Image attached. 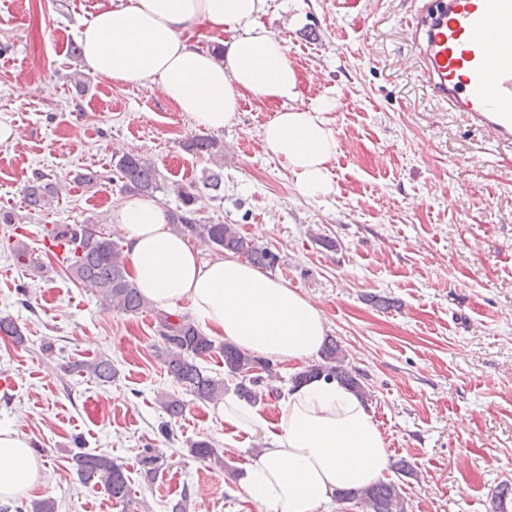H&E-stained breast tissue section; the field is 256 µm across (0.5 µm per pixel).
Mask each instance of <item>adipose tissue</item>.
I'll list each match as a JSON object with an SVG mask.
<instances>
[{"label": "adipose tissue", "mask_w": 512, "mask_h": 512, "mask_svg": "<svg viewBox=\"0 0 512 512\" xmlns=\"http://www.w3.org/2000/svg\"><path fill=\"white\" fill-rule=\"evenodd\" d=\"M266 0H129L99 11L80 31L91 74L120 84L152 82L192 124L219 130L244 94L281 103L263 128L304 197L330 194L336 154L323 119L336 99L297 107V76L287 49L261 23ZM198 28L231 31L225 58L196 48ZM125 236L132 279L156 307L189 308L208 332L284 365L308 362L328 327L316 305L282 280L227 252L205 259L170 227L155 200L124 199L111 214ZM268 419L261 405L228 394L219 417L233 432L261 435L256 461L239 480L242 495L265 512H327L340 492L372 484L388 467L383 437L353 392L324 379L289 388ZM41 464L24 434L0 428V502L35 490Z\"/></svg>", "instance_id": "adipose-tissue-1"}]
</instances>
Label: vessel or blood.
I'll return each mask as SVG.
<instances>
[{"label":"vessel or blood","instance_id":"1","mask_svg":"<svg viewBox=\"0 0 512 512\" xmlns=\"http://www.w3.org/2000/svg\"><path fill=\"white\" fill-rule=\"evenodd\" d=\"M408 35L449 111L512 144V0H431Z\"/></svg>","mask_w":512,"mask_h":512}]
</instances>
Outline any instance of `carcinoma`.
<instances>
[{"label":"carcinoma","instance_id":"obj_1","mask_svg":"<svg viewBox=\"0 0 512 512\" xmlns=\"http://www.w3.org/2000/svg\"><path fill=\"white\" fill-rule=\"evenodd\" d=\"M189 149L224 160L223 150L213 139L200 137ZM115 182L126 193L155 197L162 190L159 171L148 157L126 152L112 161ZM221 171L212 170L200 183L191 182L177 187L182 201L180 211L168 212L171 224L190 237L222 251L242 254L258 268H272L277 256L265 247L256 245L240 235L232 224H209L196 218V205L208 193L221 189ZM59 184L37 173L23 189L24 202L31 211L40 212L59 194ZM51 244L45 254L62 257L68 277L78 286L86 288L100 301L124 314H138L149 308L131 278L122 249L110 235L93 238L85 233L82 224H61L47 231ZM158 333L162 340L160 355L167 373L177 383L185 386L193 396L205 402L216 403L224 399L225 382L203 370L199 360L218 350L224 358V373L235 379V390L247 402L263 400L268 381L276 374L273 364L263 358L250 355L231 342L220 345L203 333L187 316L160 312L157 314ZM0 333L21 345L25 336L20 326L10 317H0ZM81 368L102 382L115 376L112 363L104 359L81 364ZM325 377L367 398L366 386L360 375L345 364V354L333 338L328 339L320 352V360L307 365L295 374L292 382ZM191 453L202 460L218 458L217 451L207 440L190 445ZM77 473L86 487H103L117 503L129 504L131 488L123 464L104 453L82 452L75 456ZM348 500L358 499L364 512H404V501L399 487L393 481L378 480L370 486L342 494Z\"/></svg>","mask_w":512,"mask_h":512}]
</instances>
